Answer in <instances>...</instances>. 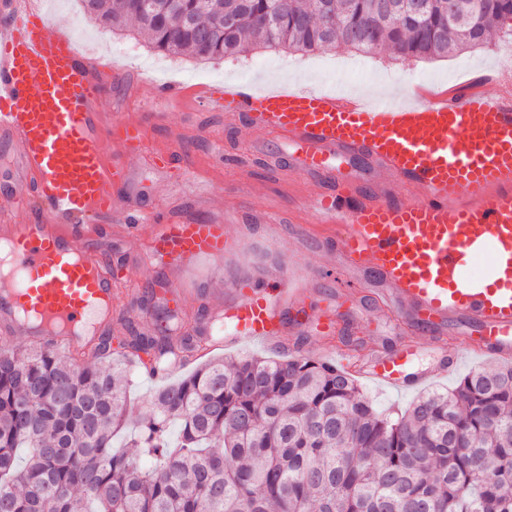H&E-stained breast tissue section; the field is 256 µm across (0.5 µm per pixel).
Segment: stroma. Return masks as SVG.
<instances>
[{
    "instance_id": "35a3bbf8",
    "label": "stroma",
    "mask_w": 512,
    "mask_h": 512,
    "mask_svg": "<svg viewBox=\"0 0 512 512\" xmlns=\"http://www.w3.org/2000/svg\"><path fill=\"white\" fill-rule=\"evenodd\" d=\"M40 7L46 21L63 19L77 49L93 56L107 73L106 113L119 112L147 123L148 148L132 160L125 188L126 196L139 208L193 212L204 219L242 203L275 218L271 224H231L232 241L224 256L180 269L159 262L146 244L126 241L120 225H104L100 245L120 284L114 301L116 315L133 319L141 329H154L161 305L152 293L161 276L186 290L189 299L184 312L194 322L202 307L232 300V283L252 278L272 282L293 263L314 269L306 282L312 298L340 292L353 301L336 334L294 336L295 349L301 354L315 358L325 348L339 351L345 336L363 338L370 349L406 336L419 343L412 363L418 370L437 366L458 339L470 334L469 322L422 329L411 315L398 312L376 278L347 277L331 248L335 227L314 223L299 206L319 187L288 165L289 145L271 136L259 141L246 124L225 122L223 113L209 111L189 97L166 106L164 120H151V113L158 110L152 88L172 81L188 90L224 82L257 90L283 81L302 89L342 82L357 93L386 82L399 87L405 97L415 96L422 86L435 92L450 89L458 97L475 89L491 93L498 71L512 67V21L481 48L431 61L350 48L308 54L256 48L200 61L160 53L134 29L112 30L102 20L87 16L80 0H40ZM235 157L245 159L246 168L227 171V160Z\"/></svg>"
}]
</instances>
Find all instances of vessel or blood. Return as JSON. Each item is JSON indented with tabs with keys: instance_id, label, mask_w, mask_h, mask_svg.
Here are the masks:
<instances>
[{
	"instance_id": "b4317fda",
	"label": "vessel or blood",
	"mask_w": 512,
	"mask_h": 512,
	"mask_svg": "<svg viewBox=\"0 0 512 512\" xmlns=\"http://www.w3.org/2000/svg\"><path fill=\"white\" fill-rule=\"evenodd\" d=\"M97 61L81 54L70 32L49 30L38 0H0V138L16 159L1 170L0 241L12 249L14 275L0 293V335L71 355L91 354L96 337L67 338L52 326L95 324L115 274L92 244L96 224L123 225L132 242L170 263L190 266L223 255L229 223L188 220L169 211L133 210L122 190L129 158L146 147L143 124L105 114ZM204 107L226 121L302 148V170L330 182L310 210L336 227L346 267L376 275L418 325L464 320L477 326L460 355L512 360V69L500 72L494 94L453 102L438 93L411 103L343 96L282 83L252 93L202 89ZM124 147L126 160L112 156ZM361 156L366 182L335 174L329 159ZM415 199L399 202L396 186ZM494 243L506 268L481 283L464 280L469 257ZM224 308L229 343H268L288 350L284 309L301 330L326 334L341 303L313 304L295 272L274 292L250 282L232 286ZM415 344L404 340L363 369L378 385L405 390L433 378L409 372Z\"/></svg>"
}]
</instances>
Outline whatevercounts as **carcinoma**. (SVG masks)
<instances>
[{
	"mask_svg": "<svg viewBox=\"0 0 512 512\" xmlns=\"http://www.w3.org/2000/svg\"><path fill=\"white\" fill-rule=\"evenodd\" d=\"M421 15L379 0H82L155 50L201 60L248 46L348 47L422 60L484 46L512 0H448ZM126 326L123 364L0 348V512H512V365L379 411L352 375L298 355L214 359L158 387L125 448L132 360L176 357L168 333ZM138 448L137 454L129 449Z\"/></svg>",
	"mask_w": 512,
	"mask_h": 512,
	"instance_id": "1",
	"label": "carcinoma"
}]
</instances>
